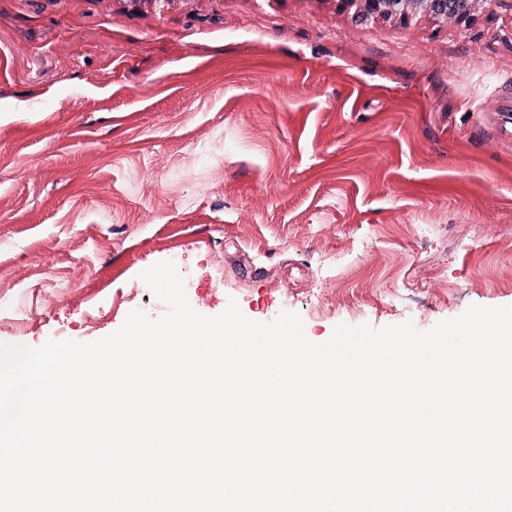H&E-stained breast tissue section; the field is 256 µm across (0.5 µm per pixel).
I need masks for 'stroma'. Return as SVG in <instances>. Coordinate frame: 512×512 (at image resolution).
I'll list each match as a JSON object with an SVG mask.
<instances>
[{
    "instance_id": "obj_1",
    "label": "stroma",
    "mask_w": 512,
    "mask_h": 512,
    "mask_svg": "<svg viewBox=\"0 0 512 512\" xmlns=\"http://www.w3.org/2000/svg\"><path fill=\"white\" fill-rule=\"evenodd\" d=\"M168 260L315 343L512 305V0H0V342L104 338ZM394 0H344L343 2L356 5L359 17L387 19L392 12Z\"/></svg>"
}]
</instances>
